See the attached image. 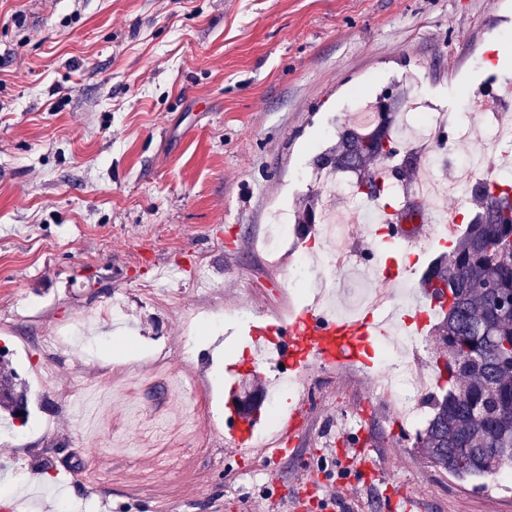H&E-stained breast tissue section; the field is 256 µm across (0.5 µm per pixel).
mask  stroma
<instances>
[{
  "instance_id": "1",
  "label": "stroma",
  "mask_w": 512,
  "mask_h": 512,
  "mask_svg": "<svg viewBox=\"0 0 512 512\" xmlns=\"http://www.w3.org/2000/svg\"><path fill=\"white\" fill-rule=\"evenodd\" d=\"M510 43L512 0H0V350L30 389L27 421L0 413V512H512V483L389 426L378 369L275 390L250 335L311 304L316 228L274 265L263 241L330 132L396 84L469 126ZM421 238L416 264L356 246L415 287L452 249ZM270 391L298 426L238 455L224 405Z\"/></svg>"
}]
</instances>
